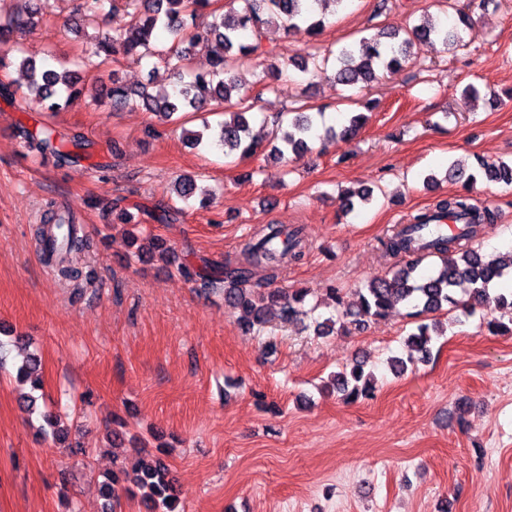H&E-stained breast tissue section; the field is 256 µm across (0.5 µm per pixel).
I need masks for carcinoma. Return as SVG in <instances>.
<instances>
[{"label":"carcinoma","instance_id":"1","mask_svg":"<svg viewBox=\"0 0 512 512\" xmlns=\"http://www.w3.org/2000/svg\"><path fill=\"white\" fill-rule=\"evenodd\" d=\"M119 1L129 9V23L123 30L98 36L94 50L87 58L75 63L77 69H45L32 56L21 58L19 66L26 72V89L41 104L42 110L59 112L68 102L81 94L78 85L90 92L95 103H105L118 110L134 99L148 112L171 118L179 112L199 111L213 102L235 110L224 111L228 118L219 123L213 140L224 149V156L240 151V156L257 153L259 143L246 141L253 103L273 89L282 69L280 54L262 39L263 30L278 25L286 31L306 26L308 33L319 34L323 18L316 15L319 5L330 1L344 5L350 0H230L241 2L239 9L229 13L210 9L212 0H81L76 6L77 27H96L115 9ZM13 0H0V45L6 46L14 32L26 27L32 29L51 25L49 0H27L29 12L15 9ZM172 37L169 47L156 44L159 30ZM420 40H439L451 47L462 45L459 30L440 26L430 20L400 32L381 29L370 37L341 47L335 55L334 78L342 86L354 87L379 79V73L393 75L410 59V49ZM198 51L208 55L209 67L195 71L190 67L191 57ZM122 57L136 63L158 59L171 67L176 81L171 89L151 92L146 87L133 89L124 84L117 73L110 82L96 78L86 83L79 69L100 68ZM243 60H252L265 66L267 80L249 91H241L233 72ZM289 61L304 74H323L317 56L297 53ZM273 139L283 147H273L280 157L290 153L301 156L311 150L315 134V117L308 112H282L272 121ZM23 145L27 153L41 159H52L62 167L78 162V150L85 147L80 135L69 137L52 128L22 129ZM489 181L512 185V163L504 161L483 163ZM448 177L463 183L466 190L476 182L472 174H465L463 166L451 163ZM197 184L190 177L175 182L178 201L188 202L195 197ZM461 225V231L450 234L445 221ZM496 221V214L470 194H451L436 200L424 213L412 216L411 222L401 224L382 241L385 250L406 261L394 265L382 276L368 280L355 290L356 300L345 302L340 288L329 286L326 295L334 304L335 316L315 322L318 335L329 336L336 328L361 329L371 321L385 318L401 305L407 316L416 320L415 331L407 337L408 346L418 354V360L427 362L432 354L433 337L440 336L439 322L434 315L448 309L472 313L482 306L489 313L502 308L512 309V292L505 294L496 288L498 281L512 274V249L496 255H486L471 246L478 229ZM36 241L40 252L57 277L77 280L83 275V257L93 248V241L81 234L75 212L55 201L46 203L37 229ZM245 262L221 268L206 260L196 269L181 266L183 273L209 288L224 284V300L246 314L242 328L247 334H260L268 324L271 306L280 309L282 318L291 320L307 314L304 310L308 292L294 288L288 292H265L252 284V267L266 266L273 270L286 263L298 262L304 256L301 228L289 231L268 224L248 234L243 246ZM435 257L439 260L431 270H420L422 262ZM467 285L465 297H457V288ZM16 376L30 383L32 391L42 390L39 360L36 355L25 356L16 369ZM336 389L347 402L373 396V373L365 372L356 361L348 369L336 374ZM106 497L104 512H117L122 496H134L144 491V497L162 512H180L178 494L169 469L161 460H140L128 469L112 472L102 483Z\"/></svg>","mask_w":512,"mask_h":512}]
</instances>
